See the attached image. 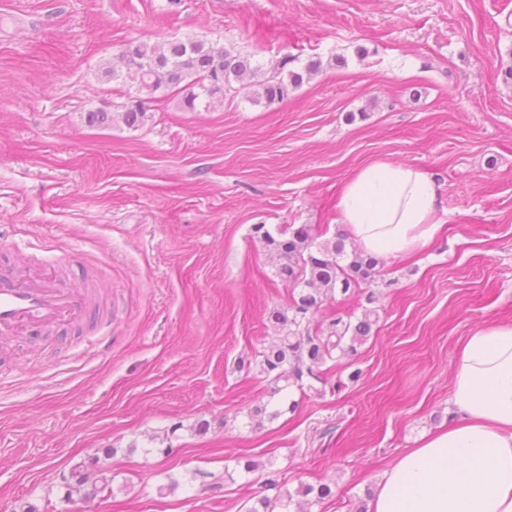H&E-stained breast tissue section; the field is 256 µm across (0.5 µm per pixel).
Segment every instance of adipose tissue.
Listing matches in <instances>:
<instances>
[{
    "instance_id": "obj_1",
    "label": "adipose tissue",
    "mask_w": 512,
    "mask_h": 512,
    "mask_svg": "<svg viewBox=\"0 0 512 512\" xmlns=\"http://www.w3.org/2000/svg\"><path fill=\"white\" fill-rule=\"evenodd\" d=\"M339 221L366 252L414 254L442 232L433 176L376 159L344 184ZM461 418L384 472L368 512H512V324L481 327L455 354Z\"/></svg>"
}]
</instances>
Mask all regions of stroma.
<instances>
[{
    "label": "stroma",
    "instance_id": "obj_1",
    "mask_svg": "<svg viewBox=\"0 0 512 512\" xmlns=\"http://www.w3.org/2000/svg\"><path fill=\"white\" fill-rule=\"evenodd\" d=\"M167 36L324 67L281 103L244 82L87 126L137 89L104 64ZM511 68L512 0H0V271L65 253L64 286L110 290L92 325L0 344V512H248L271 477L331 486L304 512H356L458 420L460 342L512 324ZM378 158L433 175L443 234L382 259L356 361L271 394L238 362L275 340L291 288L253 227L336 231ZM263 404L276 416L253 425Z\"/></svg>",
    "mask_w": 512,
    "mask_h": 512
}]
</instances>
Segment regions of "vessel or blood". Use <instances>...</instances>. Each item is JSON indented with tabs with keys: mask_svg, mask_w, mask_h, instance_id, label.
Wrapping results in <instances>:
<instances>
[{
	"mask_svg": "<svg viewBox=\"0 0 512 512\" xmlns=\"http://www.w3.org/2000/svg\"><path fill=\"white\" fill-rule=\"evenodd\" d=\"M88 298L51 276L0 278V339L63 329L85 314Z\"/></svg>",
	"mask_w": 512,
	"mask_h": 512,
	"instance_id": "b4317fda",
	"label": "vessel or blood"
}]
</instances>
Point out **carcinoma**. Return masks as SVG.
I'll return each mask as SVG.
<instances>
[{"mask_svg":"<svg viewBox=\"0 0 512 512\" xmlns=\"http://www.w3.org/2000/svg\"><path fill=\"white\" fill-rule=\"evenodd\" d=\"M121 59L137 81L138 96L124 103L118 112H87L85 122L90 126L114 122L129 128L139 126L145 117V104L156 99L159 91L182 96L188 109L194 108L201 96L212 104H222L232 83L260 73V67L252 64L249 56L234 55L193 38L132 42ZM288 62V57H283L273 72L255 83L256 100L282 102L289 90L301 87L322 67L320 60L312 59L298 72L288 69ZM255 233L273 260L275 275L297 290L287 308L271 313L270 320L278 329L277 341L260 352L256 366L278 393L291 386L303 387L305 378L321 382L328 363L358 354V347L371 336L377 319L376 311L368 308L356 320L334 312L320 321L316 314L337 294L349 298L359 293L367 304L374 303L375 292L367 285L375 280L379 260L362 250H347L340 233L321 239L305 224L291 225L288 232L281 231L277 236L260 224ZM295 496H311L319 502L332 496V488L327 484H302L293 493L281 491L272 500L259 499L248 512H273L277 503H290Z\"/></svg>","mask_w":512,"mask_h":512,"instance_id":"cac0c4a2","label":"carcinoma"}]
</instances>
